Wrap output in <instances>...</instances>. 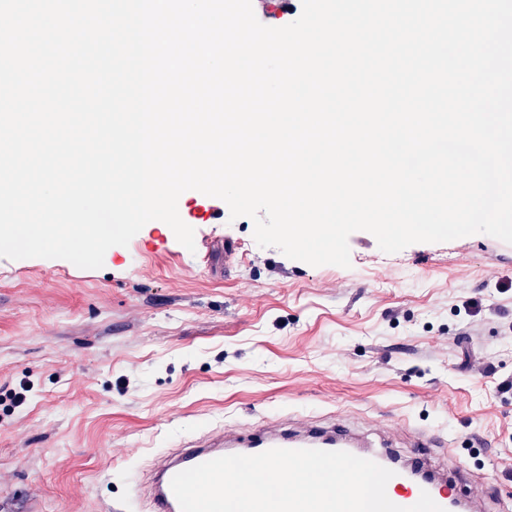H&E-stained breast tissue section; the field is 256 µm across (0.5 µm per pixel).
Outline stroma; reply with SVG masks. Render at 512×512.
Returning <instances> with one entry per match:
<instances>
[{
    "mask_svg": "<svg viewBox=\"0 0 512 512\" xmlns=\"http://www.w3.org/2000/svg\"><path fill=\"white\" fill-rule=\"evenodd\" d=\"M179 215L194 249L152 223L99 269L0 257V512H138V459L167 441L303 418L404 456L429 431L483 512L512 499V254L492 236L387 254L360 230L350 267H314L218 198L185 191Z\"/></svg>",
    "mask_w": 512,
    "mask_h": 512,
    "instance_id": "35a3bbf8",
    "label": "stroma"
}]
</instances>
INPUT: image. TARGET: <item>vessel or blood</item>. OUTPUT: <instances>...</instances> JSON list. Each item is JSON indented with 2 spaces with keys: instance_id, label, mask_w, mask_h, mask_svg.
<instances>
[{
  "instance_id": "obj_1",
  "label": "vessel or blood",
  "mask_w": 512,
  "mask_h": 512,
  "mask_svg": "<svg viewBox=\"0 0 512 512\" xmlns=\"http://www.w3.org/2000/svg\"><path fill=\"white\" fill-rule=\"evenodd\" d=\"M272 448L346 451L361 458L386 464L392 453L388 444L373 446L354 430L343 425L301 421L285 427L264 423L257 433L243 434L230 428L193 438L157 452L150 464L139 466L134 481L133 500L143 512H181L172 492L173 477L186 469L227 455H255ZM434 482L412 481L404 469H397L386 487L388 498L396 505H414L421 492H428L440 507L461 495L468 474L464 465L454 473L435 472Z\"/></svg>"
}]
</instances>
